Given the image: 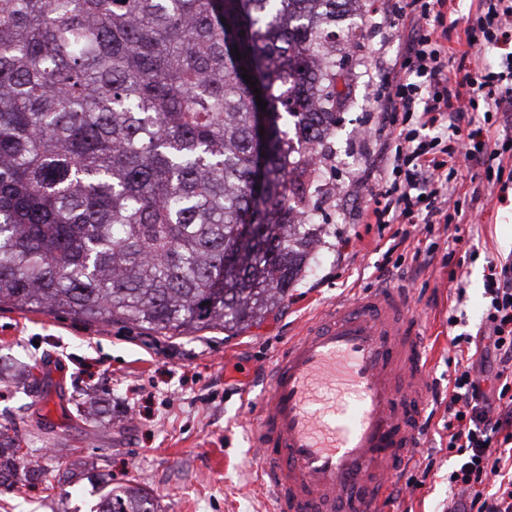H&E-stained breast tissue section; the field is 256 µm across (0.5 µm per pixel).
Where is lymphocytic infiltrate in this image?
<instances>
[{
  "instance_id": "obj_1",
  "label": "lymphocytic infiltrate",
  "mask_w": 512,
  "mask_h": 512,
  "mask_svg": "<svg viewBox=\"0 0 512 512\" xmlns=\"http://www.w3.org/2000/svg\"><path fill=\"white\" fill-rule=\"evenodd\" d=\"M446 0H405L402 16L415 36L399 66L377 96L388 105L377 135L390 148L391 176H379L367 221L394 224L387 254L406 246L411 229L426 234L442 229L453 242L452 181L461 168L482 169L487 182L512 181L505 158H512V137L492 138L498 119L512 118V0H479L464 29L467 48L456 67L452 49L438 37ZM497 50L498 68L467 66L468 50L477 45ZM486 326L481 358L494 365L493 388L485 390L473 363L465 362L473 336L454 333L448 381V449L456 461L448 472V512H512V478L500 480L512 462V263L488 262L484 278ZM493 493H486L490 481Z\"/></svg>"
}]
</instances>
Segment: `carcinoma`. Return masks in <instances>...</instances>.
I'll return each instance as SVG.
<instances>
[{"label": "carcinoma", "instance_id": "carcinoma-1", "mask_svg": "<svg viewBox=\"0 0 512 512\" xmlns=\"http://www.w3.org/2000/svg\"><path fill=\"white\" fill-rule=\"evenodd\" d=\"M349 2L0 0V308L190 336L277 307L324 234L301 143L336 127V60L311 57ZM21 442L0 431L3 482L30 476ZM99 512L158 504L133 486Z\"/></svg>", "mask_w": 512, "mask_h": 512}]
</instances>
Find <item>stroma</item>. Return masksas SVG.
<instances>
[{
    "mask_svg": "<svg viewBox=\"0 0 512 512\" xmlns=\"http://www.w3.org/2000/svg\"><path fill=\"white\" fill-rule=\"evenodd\" d=\"M397 0L365 8V31L343 27L336 37L341 83L350 91L336 109L317 187L308 208L319 213L326 235L285 302L235 335L207 329L190 337L150 336L115 324H87L64 314L0 310V371L35 367L47 398L0 383V428L29 436L23 450L52 472H72L55 486L14 479L0 486V512H98L102 489L129 479L148 489L162 512H271L259 484L249 429L264 402L263 372L323 308L389 286L417 297L418 321L432 352V393L422 445L398 473L404 495L383 512H448V472L455 461L441 421L448 405V309L458 305L459 331L485 326L487 260L512 255V188L506 203L482 197L461 219L466 294L456 300L440 263L416 269L404 261L399 274L381 277V234L361 210L375 190L383 163L380 139L360 137L377 126L378 85L391 71L409 31L396 16ZM87 390L95 403L88 421L63 418L60 396ZM50 418L64 434H30L32 413Z\"/></svg>",
    "mask_w": 512,
    "mask_h": 512,
    "instance_id": "stroma-1",
    "label": "stroma"
}]
</instances>
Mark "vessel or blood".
<instances>
[{
	"instance_id": "vessel-or-blood-1",
	"label": "vessel or blood",
	"mask_w": 512,
	"mask_h": 512,
	"mask_svg": "<svg viewBox=\"0 0 512 512\" xmlns=\"http://www.w3.org/2000/svg\"><path fill=\"white\" fill-rule=\"evenodd\" d=\"M402 288L327 308L267 371L251 427L273 512H382L420 447L427 353Z\"/></svg>"
}]
</instances>
